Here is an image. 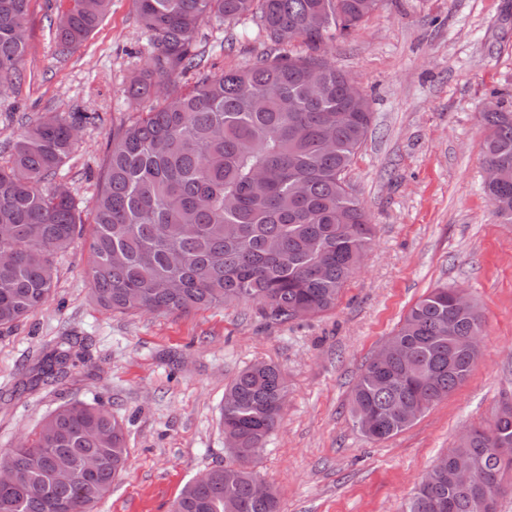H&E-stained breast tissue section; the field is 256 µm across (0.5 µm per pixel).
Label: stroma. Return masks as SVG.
<instances>
[{"label": "stroma", "mask_w": 512, "mask_h": 512, "mask_svg": "<svg viewBox=\"0 0 512 512\" xmlns=\"http://www.w3.org/2000/svg\"><path fill=\"white\" fill-rule=\"evenodd\" d=\"M64 0H31L25 77L0 94V158L48 110L98 113L58 182L87 203L114 128L143 103L129 74L153 48L132 0H112L97 32L56 55ZM208 63L241 69L268 51L254 19L201 25ZM336 69L366 92L373 113L347 179L375 240L336 307L270 323L255 304L177 314L112 313L91 298L84 237L55 259L48 301L0 329V451L66 402H98L122 421L129 466L98 512H169L183 486L228 462L224 390L246 366L278 365L288 399L252 469L280 512H402L459 433L512 400V224L483 190L479 114L491 93L512 102V0H382L362 26L324 44ZM460 288L481 306V356L467 380L410 427L368 441L349 413L353 387L384 339L420 298ZM84 346L65 378L37 381L63 337Z\"/></svg>", "instance_id": "35a3bbf8"}]
</instances>
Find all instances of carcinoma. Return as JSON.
I'll use <instances>...</instances> for the list:
<instances>
[{
    "label": "carcinoma",
    "mask_w": 512,
    "mask_h": 512,
    "mask_svg": "<svg viewBox=\"0 0 512 512\" xmlns=\"http://www.w3.org/2000/svg\"><path fill=\"white\" fill-rule=\"evenodd\" d=\"M55 46L66 55L102 24L112 0H66ZM381 0H133L155 49L128 77L131 98L150 103L112 130L104 169L83 212L59 170L73 159L89 112L48 111L17 135L0 161V328H10L48 300L53 258L91 226L88 275L96 303L119 313H178L251 301L262 317L285 322L302 310L316 316L336 306L373 241V227L347 180L371 125L370 102L348 92L349 77L320 56L266 54L244 69L204 65L197 32L258 15L275 49L301 39L318 46L348 36ZM30 0H0V93L22 78ZM320 27L308 30L309 18ZM320 69L317 85L305 70ZM198 79L176 87L184 71ZM485 163L509 176L484 184L494 214L512 224V109L480 113ZM457 288L438 287L413 305L386 338L411 350L380 368L366 364L350 398L355 426L370 441L409 427L461 386L479 359L471 345L485 331L481 307L459 306ZM75 342L50 349L38 374L65 373ZM287 386L266 362L243 369L224 393V436L242 452L188 482L173 506L180 512H279L278 495L252 494L254 452L280 425ZM94 456L100 473L82 476ZM129 448L122 424L99 405L70 402L42 420L0 468L16 484L0 487V512H94L125 472ZM468 467L504 483L512 476V405L460 436L448 465L421 480L403 512H487L476 486L453 473Z\"/></svg>",
    "instance_id": "cac0c4a2"
}]
</instances>
